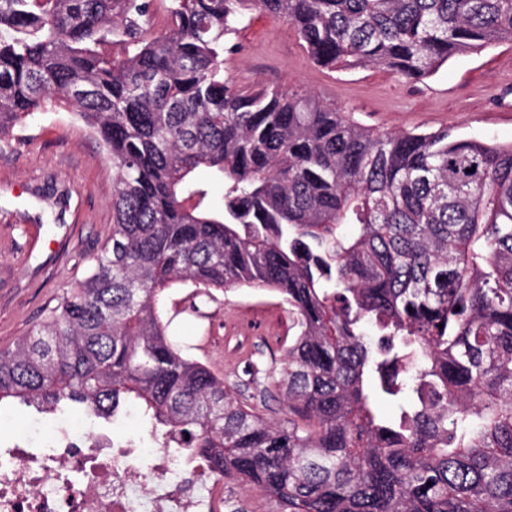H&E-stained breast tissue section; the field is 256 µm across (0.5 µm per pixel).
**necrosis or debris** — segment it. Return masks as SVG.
Returning a JSON list of instances; mask_svg holds the SVG:
<instances>
[{
	"label": "necrosis or debris",
	"instance_id": "necrosis-or-debris-1",
	"mask_svg": "<svg viewBox=\"0 0 512 512\" xmlns=\"http://www.w3.org/2000/svg\"><path fill=\"white\" fill-rule=\"evenodd\" d=\"M224 477L167 449L63 421L0 444V512H223Z\"/></svg>",
	"mask_w": 512,
	"mask_h": 512
}]
</instances>
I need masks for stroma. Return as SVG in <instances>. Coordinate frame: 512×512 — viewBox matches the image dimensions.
<instances>
[{
  "mask_svg": "<svg viewBox=\"0 0 512 512\" xmlns=\"http://www.w3.org/2000/svg\"><path fill=\"white\" fill-rule=\"evenodd\" d=\"M224 75L242 88L270 84L312 92L379 131L450 128L512 143V42L450 58L413 83L375 66L330 70L310 58L293 27L259 11L232 37ZM112 225V165L92 131L48 103L0 139V348L24 336L82 280ZM194 286L165 291L168 333L188 354L253 396L267 416L284 415L280 372L288 346V308L257 288L211 290L192 312Z\"/></svg>",
  "mask_w": 512,
  "mask_h": 512,
  "instance_id": "obj_1",
  "label": "stroma"
}]
</instances>
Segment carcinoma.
<instances>
[{"label": "carcinoma", "mask_w": 512, "mask_h": 512, "mask_svg": "<svg viewBox=\"0 0 512 512\" xmlns=\"http://www.w3.org/2000/svg\"><path fill=\"white\" fill-rule=\"evenodd\" d=\"M164 2L155 36L149 0H0V139L53 101L113 173L88 275L0 349V405L137 408L177 457L279 512H512V144L379 133L224 77L255 9L322 67L422 81L512 42V0ZM114 40L120 60L100 51ZM200 167L224 181L218 210L193 188ZM189 282L288 305L283 418L170 339L159 299Z\"/></svg>", "instance_id": "1"}]
</instances>
